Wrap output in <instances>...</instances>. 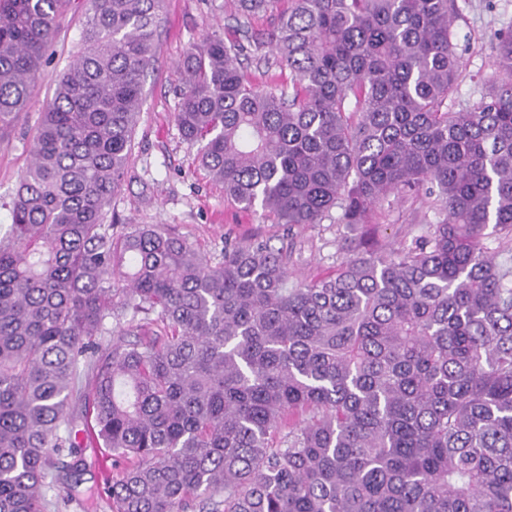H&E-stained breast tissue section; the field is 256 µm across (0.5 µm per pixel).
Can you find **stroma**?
<instances>
[{
	"mask_svg": "<svg viewBox=\"0 0 512 512\" xmlns=\"http://www.w3.org/2000/svg\"><path fill=\"white\" fill-rule=\"evenodd\" d=\"M454 25L462 69L457 101H477L496 72L491 45L494 30L512 27V0H457ZM84 0H72L45 56V73L21 117L0 134V235L11 224L10 206L20 173L30 160L43 105L52 99V78L81 49ZM238 27L233 0H163L154 41V56L144 77V94L125 175L112 197V224H154L191 243L211 263L223 259L228 241H263L288 254L293 282L336 269L344 257L341 245L353 229L327 218L319 224L287 225L276 217L241 208L225 196L200 167L196 154L174 120L183 85L179 67L190 48L211 35L232 40ZM422 199L389 201L374 217L380 245H411L434 220ZM44 488L47 512H112L102 480L112 470V454L84 444L76 454L54 458Z\"/></svg>",
	"mask_w": 512,
	"mask_h": 512,
	"instance_id": "obj_1",
	"label": "stroma"
}]
</instances>
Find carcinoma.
<instances>
[{
	"mask_svg": "<svg viewBox=\"0 0 512 512\" xmlns=\"http://www.w3.org/2000/svg\"><path fill=\"white\" fill-rule=\"evenodd\" d=\"M69 0H0V132L44 75ZM280 0H236L243 15ZM272 29L185 58L175 121L224 194L283 224L368 227L429 200L409 246L370 233L324 277L250 241L215 266L153 224L105 223L131 151L161 0H86L0 239V512H44L82 367L112 512H512V30L498 77L454 95L456 0H291ZM268 47L288 90L239 58ZM159 331L95 337L126 312Z\"/></svg>",
	"mask_w": 512,
	"mask_h": 512,
	"instance_id": "1",
	"label": "carcinoma"
}]
</instances>
